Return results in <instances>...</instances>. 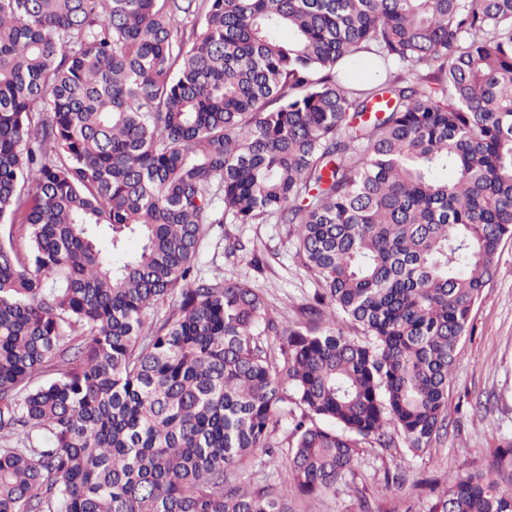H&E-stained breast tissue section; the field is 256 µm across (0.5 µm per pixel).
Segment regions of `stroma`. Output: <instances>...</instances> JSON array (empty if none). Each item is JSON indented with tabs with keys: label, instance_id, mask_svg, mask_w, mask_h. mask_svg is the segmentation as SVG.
<instances>
[{
	"label": "stroma",
	"instance_id": "stroma-1",
	"mask_svg": "<svg viewBox=\"0 0 512 512\" xmlns=\"http://www.w3.org/2000/svg\"><path fill=\"white\" fill-rule=\"evenodd\" d=\"M249 244L246 254L227 255L228 241ZM288 224H211L194 260L198 274L223 270L226 280L255 288L284 320L293 322L318 285L295 255ZM472 333L448 388V433L432 453L413 455L405 444L363 445L357 451L355 495L292 499L293 512H428L427 485L488 469L499 445L512 438V241L472 314ZM400 469L406 481L385 485V472Z\"/></svg>",
	"mask_w": 512,
	"mask_h": 512
}]
</instances>
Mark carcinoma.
<instances>
[{
  "label": "carcinoma",
  "instance_id": "carcinoma-1",
  "mask_svg": "<svg viewBox=\"0 0 512 512\" xmlns=\"http://www.w3.org/2000/svg\"><path fill=\"white\" fill-rule=\"evenodd\" d=\"M271 219L292 324L194 273ZM511 238L512 0H0V512H292L431 451ZM431 491L512 512V440ZM260 456L261 455L259 454L255 460H251V465L243 471L244 479L248 481V479L251 478V481H257L261 486L269 485L274 486L277 489L286 487L288 484V473L284 466L281 464H278V466L266 464L265 466L264 458ZM261 462H263L262 467L260 465ZM251 473H255V475L249 476Z\"/></svg>",
  "mask_w": 512,
  "mask_h": 512
}]
</instances>
